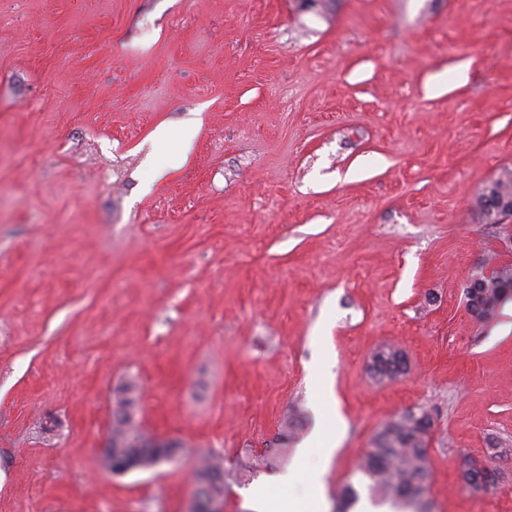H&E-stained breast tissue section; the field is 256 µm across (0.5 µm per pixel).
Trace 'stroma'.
<instances>
[{
  "label": "stroma",
  "mask_w": 512,
  "mask_h": 512,
  "mask_svg": "<svg viewBox=\"0 0 512 512\" xmlns=\"http://www.w3.org/2000/svg\"><path fill=\"white\" fill-rule=\"evenodd\" d=\"M507 170L512 0H0V512H185L193 449L233 474L327 395V512L420 406L433 512H512V300L465 296ZM129 379L181 466H97ZM384 346L376 351L371 359L370 370L378 381L393 379L406 370V356L402 352L400 359L394 358L395 349ZM459 471L463 483L473 489H488L494 487L499 479V467L495 459L476 460L463 457L459 463Z\"/></svg>",
  "instance_id": "1"
}]
</instances>
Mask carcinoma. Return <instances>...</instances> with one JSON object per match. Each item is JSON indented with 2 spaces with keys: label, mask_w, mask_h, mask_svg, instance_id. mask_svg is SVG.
<instances>
[{
  "label": "carcinoma",
  "mask_w": 512,
  "mask_h": 512,
  "mask_svg": "<svg viewBox=\"0 0 512 512\" xmlns=\"http://www.w3.org/2000/svg\"><path fill=\"white\" fill-rule=\"evenodd\" d=\"M489 194H480L476 200L479 212L488 202L512 197V173L505 172L487 186ZM370 370L379 381L393 379L406 370V357H394V349L384 346L371 359ZM138 385L133 380L121 384L114 393L112 406V453L122 457L131 469H143L167 462L175 451L184 453L183 444L150 447L148 433L137 422ZM433 420L422 408L406 411L385 422L375 436L373 446L358 464V471L369 481L371 493L390 501L407 512H431L428 494V436ZM296 424L285 417L269 453L256 461L268 467L288 457L289 443L295 438ZM463 483L473 489H488L499 479L495 459L476 460L463 457L459 463ZM193 481L204 487V496L224 497V462L215 454L196 459Z\"/></svg>",
  "instance_id": "carcinoma-1"
}]
</instances>
